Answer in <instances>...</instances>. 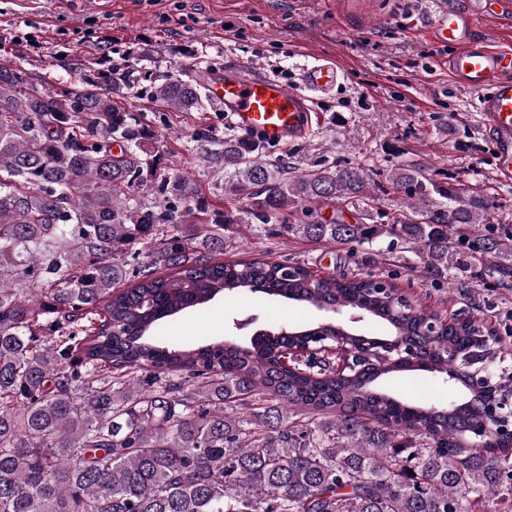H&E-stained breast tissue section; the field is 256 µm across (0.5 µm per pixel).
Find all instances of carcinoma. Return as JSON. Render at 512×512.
I'll list each match as a JSON object with an SVG mask.
<instances>
[{
	"label": "carcinoma",
	"instance_id": "1",
	"mask_svg": "<svg viewBox=\"0 0 512 512\" xmlns=\"http://www.w3.org/2000/svg\"><path fill=\"white\" fill-rule=\"evenodd\" d=\"M49 87L0 62V512H500L512 503V446L487 416L495 392L453 375L489 344L479 311L448 316L381 276L337 278L306 263L232 261L227 232L259 228L314 244L384 240L420 258L432 282L512 269V224L486 223L489 199L462 196L400 164L393 215L288 223L306 202L376 203L362 168L289 175L258 141L196 134L242 206L213 211L155 151L152 127L122 102L126 74L96 58ZM198 77L150 81L175 112L207 101ZM174 276L158 275V268ZM132 280L129 288L117 285ZM312 306L316 322L274 323L240 344L181 342L168 324L219 295ZM415 346L448 401L395 396L414 369L385 356ZM483 421L487 435L469 436Z\"/></svg>",
	"mask_w": 512,
	"mask_h": 512
}]
</instances>
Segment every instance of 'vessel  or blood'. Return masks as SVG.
Masks as SVG:
<instances>
[{
	"label": "vessel or blood",
	"instance_id": "vessel-or-blood-1",
	"mask_svg": "<svg viewBox=\"0 0 512 512\" xmlns=\"http://www.w3.org/2000/svg\"><path fill=\"white\" fill-rule=\"evenodd\" d=\"M475 9L459 10L446 0H433V9L417 13L436 41L454 45L446 61L450 75L478 95L476 107L483 117L495 153V177L512 182V50H501L476 40L477 18L512 17V0H474ZM340 70L327 61L304 69L301 89L286 87L269 75L231 63L222 77L210 78L207 94L212 103L230 114L234 126L247 136L271 145H285L310 127V93L332 90Z\"/></svg>",
	"mask_w": 512,
	"mask_h": 512
}]
</instances>
